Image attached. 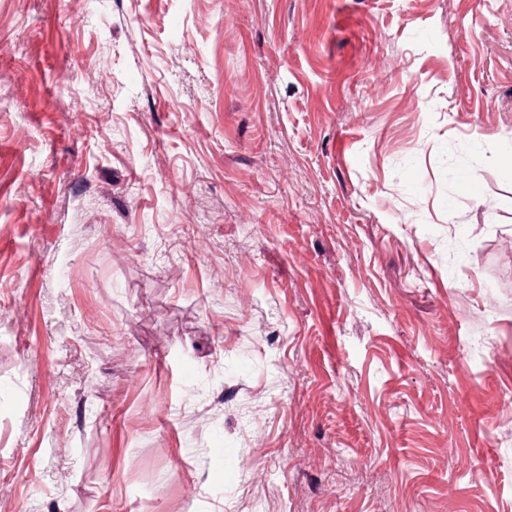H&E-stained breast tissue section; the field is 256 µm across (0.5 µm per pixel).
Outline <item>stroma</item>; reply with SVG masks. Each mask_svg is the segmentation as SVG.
Instances as JSON below:
<instances>
[{
  "label": "stroma",
  "mask_w": 512,
  "mask_h": 512,
  "mask_svg": "<svg viewBox=\"0 0 512 512\" xmlns=\"http://www.w3.org/2000/svg\"><path fill=\"white\" fill-rule=\"evenodd\" d=\"M0 512H512V0H0Z\"/></svg>",
  "instance_id": "stroma-1"
}]
</instances>
